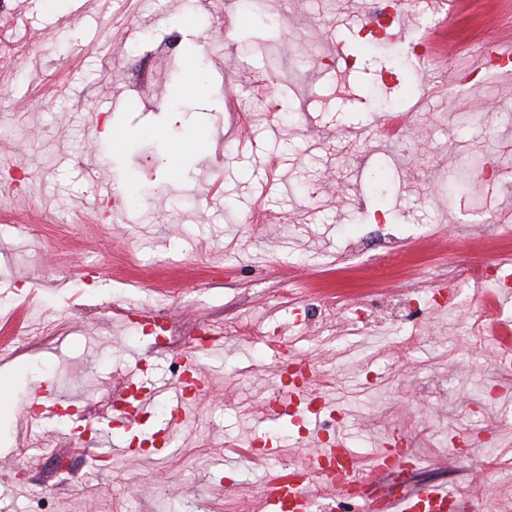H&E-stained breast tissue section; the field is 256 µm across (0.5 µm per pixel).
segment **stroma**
<instances>
[{"instance_id":"35a3bbf8","label":"stroma","mask_w":512,"mask_h":512,"mask_svg":"<svg viewBox=\"0 0 512 512\" xmlns=\"http://www.w3.org/2000/svg\"><path fill=\"white\" fill-rule=\"evenodd\" d=\"M369 4L260 0L280 18L271 32L241 0H58L51 11L0 0V56L12 60L0 69V512L41 501L48 512H244L301 442L291 419L272 428L255 412L297 355L330 376L357 452L410 448L420 464L406 478L512 512V379L492 338L512 327V292L450 282L454 268L512 251V79L448 77L501 33L512 0H465L434 32L452 49L442 66L420 43L435 0H416L393 40L372 34ZM362 34L367 51L337 57ZM171 38L170 56L160 44ZM199 51L205 92L191 96L186 62ZM109 120L127 133L118 153L100 136ZM194 131L204 146L171 174L172 142ZM473 163L490 178L449 194V176ZM448 288L446 308L395 324L377 315L410 291ZM327 296L340 309L329 324ZM147 304L182 311L169 344L114 319ZM357 309L371 317L354 330ZM197 318L218 331L258 323L269 338L228 337L223 354L201 357L209 385L167 447L138 459L75 450L56 422L19 418L42 385L80 412L107 404L126 368L172 379ZM268 438L280 455L253 463L251 440Z\"/></svg>"}]
</instances>
